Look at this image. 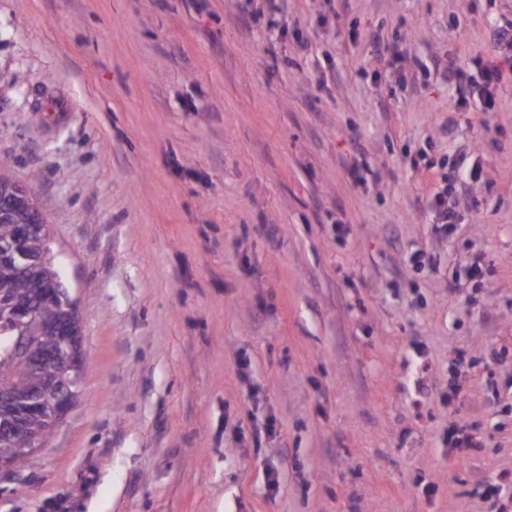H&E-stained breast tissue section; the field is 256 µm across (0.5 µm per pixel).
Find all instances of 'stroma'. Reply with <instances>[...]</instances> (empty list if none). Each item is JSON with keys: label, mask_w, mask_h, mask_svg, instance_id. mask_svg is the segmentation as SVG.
<instances>
[{"label": "stroma", "mask_w": 512, "mask_h": 512, "mask_svg": "<svg viewBox=\"0 0 512 512\" xmlns=\"http://www.w3.org/2000/svg\"><path fill=\"white\" fill-rule=\"evenodd\" d=\"M279 7L0 0V169L85 353L0 512H512V74L457 113L442 66L512 0ZM444 182L447 183L441 186L440 189L434 194V211L436 217V226L443 230H448V226L456 224L457 212L455 209V202L451 198L452 194V176L444 177Z\"/></svg>", "instance_id": "35a3bbf8"}]
</instances>
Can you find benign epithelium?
<instances>
[{"mask_svg": "<svg viewBox=\"0 0 512 512\" xmlns=\"http://www.w3.org/2000/svg\"><path fill=\"white\" fill-rule=\"evenodd\" d=\"M19 208L28 211L31 223L19 224L11 242L0 247V265L25 279L37 268L56 267L50 247L48 224L44 220L30 186L19 183L0 171V219H9ZM43 242L41 249L30 250V240ZM45 294L59 301L58 315L44 323V332L53 337L46 348L28 336H11L0 353L15 361L39 382L23 392L0 386V440L10 441L26 436L29 444L19 449L23 455L34 456L47 439L29 432L26 419L42 414L50 430H55L73 408L83 391L84 351L82 318L68 297L61 277L45 286ZM35 296L21 297L10 288H0V331L10 333L37 315Z\"/></svg>", "mask_w": 512, "mask_h": 512, "instance_id": "1", "label": "benign epithelium"}]
</instances>
